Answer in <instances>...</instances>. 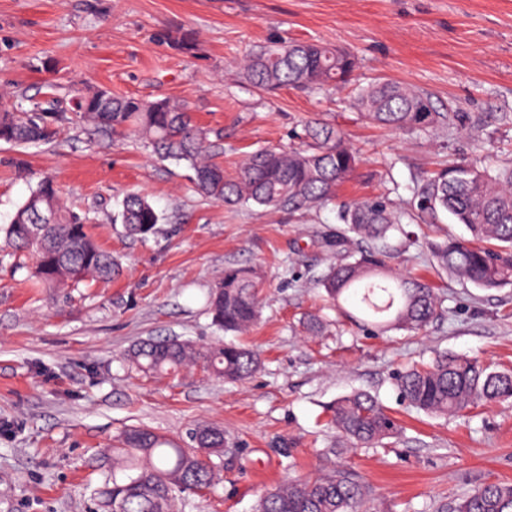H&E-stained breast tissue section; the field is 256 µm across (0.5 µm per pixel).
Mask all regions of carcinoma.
Masks as SVG:
<instances>
[{
    "label": "carcinoma",
    "instance_id": "carcinoma-1",
    "mask_svg": "<svg viewBox=\"0 0 512 512\" xmlns=\"http://www.w3.org/2000/svg\"><path fill=\"white\" fill-rule=\"evenodd\" d=\"M171 41L186 54L196 53L189 33L178 32ZM354 70L355 59L347 51L320 42L278 41L250 54L240 75L264 91L322 89L350 83ZM353 105L364 119L395 133L464 128L462 117L437 111L427 93L392 80L356 88ZM74 124L89 125L105 136L128 132L145 140L160 157L186 163L204 197L231 207L317 211L336 201L360 163L359 153L340 131L306 126L299 143L259 148L246 156L236 175L228 176L216 161L223 153L222 135L194 125L184 102L145 101L106 89L74 88L64 107L52 95L27 109H0V142L49 144ZM119 206L117 220L132 237L153 234L162 222L161 213L141 193L125 194ZM442 213L463 225L469 237L435 245L438 266L477 288L512 286V161L461 164L415 180L403 210L385 197L340 206L337 221L342 227L323 236L324 246L336 257L318 282L326 300L338 307L351 296L359 298L357 320L372 330L417 334L425 329L442 313L444 298L419 278L391 273L387 248L405 222L435 224ZM0 233L6 246L32 257L34 276L48 288L110 280L120 272L112 254L88 231L87 218L64 205L49 176L38 182ZM261 288L255 270L226 267L211 299L212 322L226 332L247 331L261 315ZM127 361L149 374L199 365L229 382L247 380L261 364L257 352L240 344L205 346L170 338L139 342ZM395 387L411 408L459 416L480 403L512 399V371L444 352L428 364L399 372ZM325 414L347 449L372 448L400 432L397 420L366 390L337 398ZM121 443L107 489L111 512H178L175 492L211 489L229 447L224 429L212 425L189 429L180 444L133 427ZM370 495V487L346 468L314 480L288 479L264 491L255 512H359ZM455 512H512V485L483 483L459 499Z\"/></svg>",
    "mask_w": 512,
    "mask_h": 512
}]
</instances>
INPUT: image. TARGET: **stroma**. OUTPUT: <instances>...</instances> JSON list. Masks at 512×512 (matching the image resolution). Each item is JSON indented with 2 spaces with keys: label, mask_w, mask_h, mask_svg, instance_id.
Masks as SVG:
<instances>
[{
  "label": "stroma",
  "mask_w": 512,
  "mask_h": 512,
  "mask_svg": "<svg viewBox=\"0 0 512 512\" xmlns=\"http://www.w3.org/2000/svg\"><path fill=\"white\" fill-rule=\"evenodd\" d=\"M176 31L194 35L196 54L173 46ZM280 39L347 50L359 83L420 88L437 111L463 113L466 129L393 133L351 108L353 86L264 92L243 81L237 61ZM82 86L186 100L197 125L222 132L229 174L243 153L288 144L302 122L327 123L359 151L361 175L320 213L291 216L201 197L185 165L120 135L74 125L48 145L0 143V227L49 173L122 265L112 281L53 290L0 253V512H103L112 450L134 426L179 441L215 424L233 443L219 483L184 497L180 512H253L266 488L342 466L371 487L367 512H452L479 484H512V402L446 419L407 408L393 383L397 369L437 351L512 368V286L479 289L432 261L431 245L465 228L446 217L413 225L416 244L388 261L445 298L419 334L366 335L337 317L354 300L335 309L316 288L339 203L386 194L402 204L425 173L512 160V0H0V106ZM128 191L163 213L155 234L130 237L112 223ZM228 265L263 280L261 316L243 335L218 330L208 312ZM314 313L329 322L319 336L302 326ZM149 336L240 343L263 367L237 383L197 366L144 375L123 355ZM356 389L376 394L403 431L329 454L337 436L324 408Z\"/></svg>",
  "instance_id": "obj_1"
}]
</instances>
